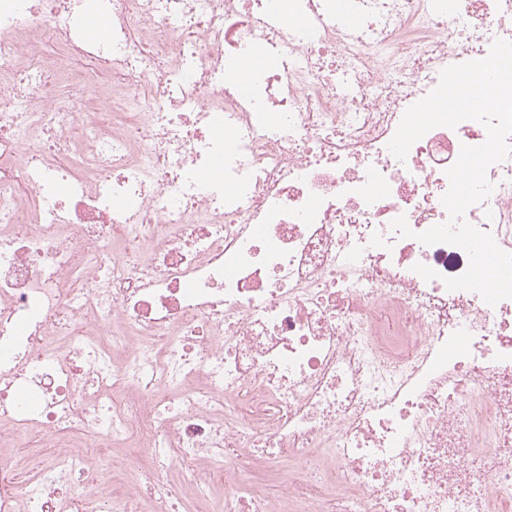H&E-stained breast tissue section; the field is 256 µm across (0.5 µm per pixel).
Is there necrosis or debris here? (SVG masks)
I'll return each mask as SVG.
<instances>
[{"mask_svg": "<svg viewBox=\"0 0 512 512\" xmlns=\"http://www.w3.org/2000/svg\"><path fill=\"white\" fill-rule=\"evenodd\" d=\"M498 38L512 0H0V512H512V298L390 229L447 220L485 127L388 143Z\"/></svg>", "mask_w": 512, "mask_h": 512, "instance_id": "1", "label": "necrosis or debris"}]
</instances>
